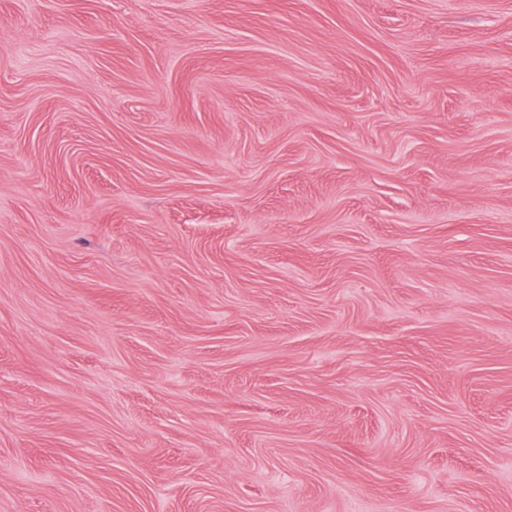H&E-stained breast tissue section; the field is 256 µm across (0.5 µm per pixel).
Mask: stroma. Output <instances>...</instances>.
<instances>
[{
	"label": "stroma",
	"mask_w": 512,
	"mask_h": 512,
	"mask_svg": "<svg viewBox=\"0 0 512 512\" xmlns=\"http://www.w3.org/2000/svg\"><path fill=\"white\" fill-rule=\"evenodd\" d=\"M0 512H512V0H0Z\"/></svg>",
	"instance_id": "1"
}]
</instances>
